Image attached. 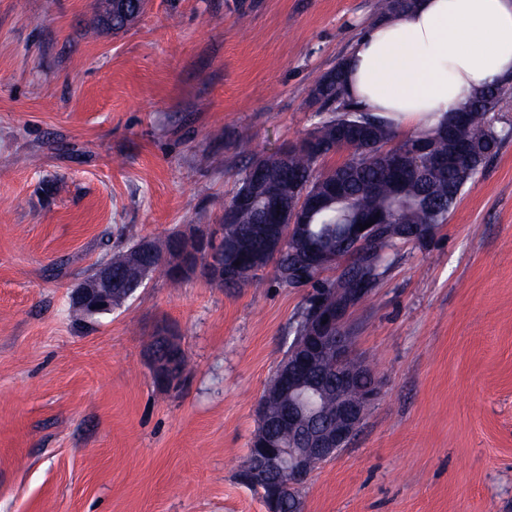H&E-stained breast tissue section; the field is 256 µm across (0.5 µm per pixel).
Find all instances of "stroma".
<instances>
[{
	"instance_id": "35a3bbf8",
	"label": "stroma",
	"mask_w": 512,
	"mask_h": 512,
	"mask_svg": "<svg viewBox=\"0 0 512 512\" xmlns=\"http://www.w3.org/2000/svg\"><path fill=\"white\" fill-rule=\"evenodd\" d=\"M376 3L148 0L115 33L94 0H0V512H266L239 474L307 289L155 276L84 321L69 296L125 232L220 223ZM491 116L498 154L347 316L378 396L301 512H512V88ZM159 344L164 345L166 353L158 351ZM182 355H184V349L178 336L168 333L158 336L151 358L154 379L164 384L179 380L181 373L177 363Z\"/></svg>"
}]
</instances>
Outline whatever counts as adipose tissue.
<instances>
[{
    "mask_svg": "<svg viewBox=\"0 0 512 512\" xmlns=\"http://www.w3.org/2000/svg\"><path fill=\"white\" fill-rule=\"evenodd\" d=\"M342 91L395 128L437 123L491 85L512 84V0H416L366 27Z\"/></svg>",
    "mask_w": 512,
    "mask_h": 512,
    "instance_id": "obj_1",
    "label": "adipose tissue"
}]
</instances>
